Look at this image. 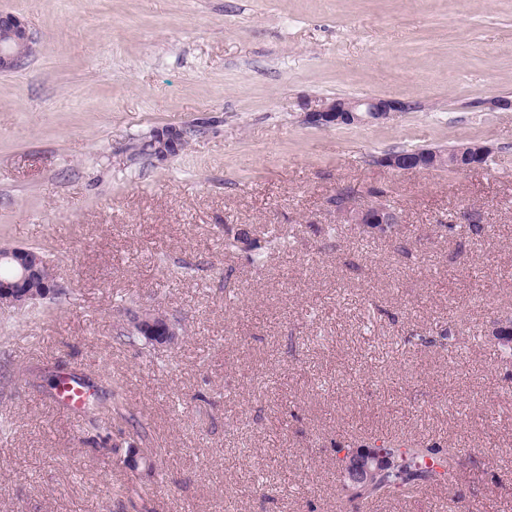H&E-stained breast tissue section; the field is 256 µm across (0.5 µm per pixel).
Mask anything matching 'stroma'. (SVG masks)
<instances>
[{
	"label": "stroma",
	"mask_w": 512,
	"mask_h": 512,
	"mask_svg": "<svg viewBox=\"0 0 512 512\" xmlns=\"http://www.w3.org/2000/svg\"><path fill=\"white\" fill-rule=\"evenodd\" d=\"M0 243L63 296L0 311V512H339L336 444L456 449L442 486L360 512H512V0H0ZM392 98L384 123L305 122ZM189 129L165 159L133 146ZM481 144L484 166L393 171ZM402 217L372 235L339 191ZM483 230L449 232L456 213ZM247 231L237 248L227 238ZM283 244L271 246L273 236ZM262 264L251 263L254 246ZM177 336L126 338L129 311ZM452 329L449 353L413 343ZM68 376L124 418L88 423ZM30 43L26 25L17 16L0 12V71L16 68L20 63L18 51ZM408 109L409 105L393 99H336L309 108L305 119L312 125L337 127L387 121ZM442 161L443 157L435 150L390 152L379 160L382 165L395 171L438 169L441 168Z\"/></svg>",
	"instance_id": "1"
}]
</instances>
